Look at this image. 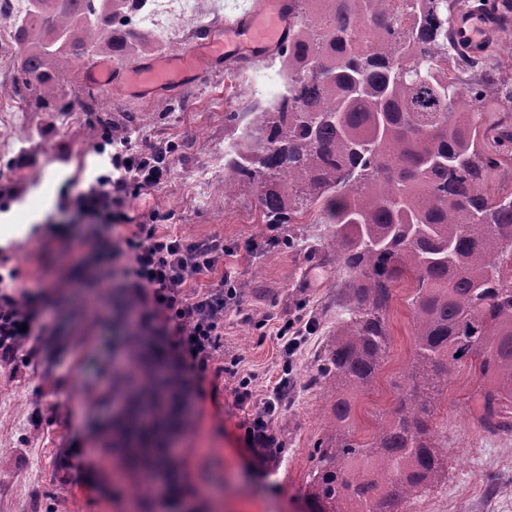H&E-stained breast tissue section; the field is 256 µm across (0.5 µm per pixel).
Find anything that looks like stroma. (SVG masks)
Masks as SVG:
<instances>
[{
  "instance_id": "1",
  "label": "stroma",
  "mask_w": 512,
  "mask_h": 512,
  "mask_svg": "<svg viewBox=\"0 0 512 512\" xmlns=\"http://www.w3.org/2000/svg\"><path fill=\"white\" fill-rule=\"evenodd\" d=\"M252 6L253 0H226L217 18L211 0H196V19H174V39H159L142 27L114 59L130 68L147 54L186 52L222 20ZM282 89L278 60L266 58L229 64L149 99L93 89L78 73L66 88L44 87L27 97L23 116L0 141V190L10 193L8 218L0 222V261L17 269L21 303L46 316L50 334L73 344L49 367L40 337H27L19 367L0 371V512H130L135 498L129 473L103 447L112 425V364L127 329L113 323L112 300L98 293L123 287L125 260L116 233L99 232L77 204L79 190L103 169L93 146L106 127L142 151L173 144L168 180L140 208L159 210V232L187 241L223 236L222 269L240 284L238 304L224 312L221 346L205 373L185 369L171 346L173 332L161 321L139 325L182 381L195 421L177 442L184 450L185 488L161 493L152 512H300L332 401L330 391L310 386L309 379L333 338L345 272L319 212L284 225L285 245L273 246L255 195L244 190L225 199L221 152L242 130L227 114L244 101L267 105ZM62 105L81 110L83 123L67 124L58 111ZM50 169L57 180L45 205L31 178ZM411 297L409 284L393 290L391 356L370 389L356 397L359 435L370 434L376 414L395 401L390 382L413 346ZM297 318L309 321L312 332L286 368L277 332ZM285 369L290 387L273 425L284 457L270 471L243 440L241 425L257 403L238 402L236 388L248 376L264 394ZM480 385L467 363L450 377L433 421L447 446L448 476L408 512H512V431L480 428ZM89 393L98 395L97 403H86ZM58 457L65 467L55 466Z\"/></svg>"
}]
</instances>
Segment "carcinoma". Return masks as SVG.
I'll list each match as a JSON object with an SVG mask.
<instances>
[{
    "instance_id": "cac0c4a2",
    "label": "carcinoma",
    "mask_w": 512,
    "mask_h": 512,
    "mask_svg": "<svg viewBox=\"0 0 512 512\" xmlns=\"http://www.w3.org/2000/svg\"><path fill=\"white\" fill-rule=\"evenodd\" d=\"M39 0L15 20L26 86L69 83L71 68L112 32L120 49L147 0ZM463 0H296L284 92L251 113L224 154V196L249 188L265 224H296L315 208L349 273L334 339L310 385L331 390L305 498L313 512H406L448 476L432 417L449 376L471 360L483 384L480 426L512 429V188L489 183L512 160V75L466 56L453 20ZM38 31V42L30 41ZM503 110L488 135L481 103ZM410 283L413 348L391 381L396 402L373 432L356 434L355 395L390 357L392 289ZM112 368V432L105 447L131 467L141 499L183 467L174 436L191 429L177 376L157 366L132 328ZM22 342L0 338V365ZM63 347L52 336V365Z\"/></svg>"
}]
</instances>
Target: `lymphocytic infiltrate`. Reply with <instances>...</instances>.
<instances>
[{
	"instance_id": "1",
	"label": "lymphocytic infiltrate",
	"mask_w": 512,
	"mask_h": 512,
	"mask_svg": "<svg viewBox=\"0 0 512 512\" xmlns=\"http://www.w3.org/2000/svg\"><path fill=\"white\" fill-rule=\"evenodd\" d=\"M96 149L109 152L111 169L79 194L78 203L83 210L94 213L103 226L124 225L122 244L128 258L124 279L129 287L145 292V318H159L173 325V348L191 370L206 371L223 331L224 321L219 314L235 303L237 291L227 276L211 289L200 291L196 285L201 278L216 273L223 262L224 239L214 235L187 242L158 232V211L135 215L125 211L127 201L139 200L168 178L170 148L142 152L107 130L101 134ZM17 277L15 269L0 265L1 336L18 335L20 327L30 322L13 289ZM287 392V379H280L243 423L253 451L271 446L272 424Z\"/></svg>"
}]
</instances>
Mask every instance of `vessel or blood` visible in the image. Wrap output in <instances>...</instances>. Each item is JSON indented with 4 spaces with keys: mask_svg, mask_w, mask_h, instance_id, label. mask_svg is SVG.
<instances>
[{
    "mask_svg": "<svg viewBox=\"0 0 512 512\" xmlns=\"http://www.w3.org/2000/svg\"><path fill=\"white\" fill-rule=\"evenodd\" d=\"M294 0H255L252 10L195 42L183 54H159L144 58L135 69L119 67L100 57L84 72L85 81L104 90L121 88L137 98H152L188 82L201 73L220 69L225 60L252 61L283 49L291 33ZM512 31V10L499 9L473 20L463 12L456 16L453 32L467 52L479 55Z\"/></svg>",
    "mask_w": 512,
    "mask_h": 512,
    "instance_id": "1",
    "label": "vessel or blood"
}]
</instances>
